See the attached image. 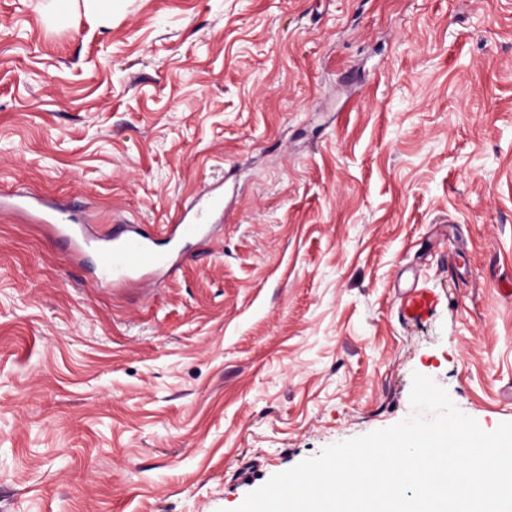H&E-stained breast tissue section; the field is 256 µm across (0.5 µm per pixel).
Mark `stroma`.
I'll list each match as a JSON object with an SVG mask.
<instances>
[{
    "label": "stroma",
    "mask_w": 512,
    "mask_h": 512,
    "mask_svg": "<svg viewBox=\"0 0 512 512\" xmlns=\"http://www.w3.org/2000/svg\"><path fill=\"white\" fill-rule=\"evenodd\" d=\"M38 2L0 0V196L225 216L115 293L0 210V512H232L416 372L512 421V0Z\"/></svg>",
    "instance_id": "35a3bbf8"
}]
</instances>
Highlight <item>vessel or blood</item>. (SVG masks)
Masks as SVG:
<instances>
[{
  "instance_id": "vessel-or-blood-1",
  "label": "vessel or blood",
  "mask_w": 512,
  "mask_h": 512,
  "mask_svg": "<svg viewBox=\"0 0 512 512\" xmlns=\"http://www.w3.org/2000/svg\"><path fill=\"white\" fill-rule=\"evenodd\" d=\"M9 206L38 215L42 223L68 241L69 260H79L85 247L96 245L99 276L93 287L120 290L146 279H166L185 258L187 242L208 236L210 220L224 209L222 194L211 192L198 198L168 224H117L106 233L91 232L88 224L59 205L35 196L10 198Z\"/></svg>"
}]
</instances>
